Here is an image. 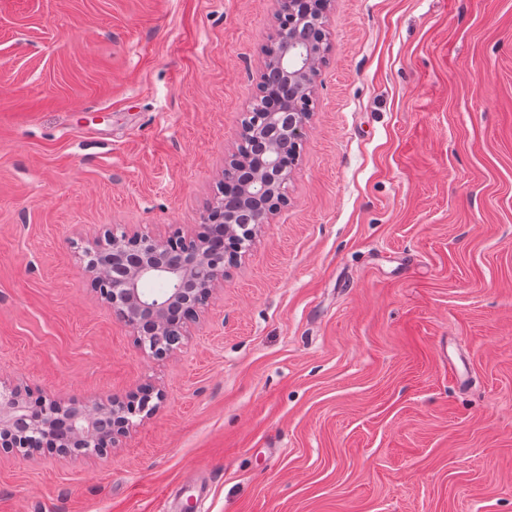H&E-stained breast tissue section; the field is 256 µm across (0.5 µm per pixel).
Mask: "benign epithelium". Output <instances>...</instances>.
<instances>
[{
    "instance_id": "7a95c632",
    "label": "benign epithelium",
    "mask_w": 512,
    "mask_h": 512,
    "mask_svg": "<svg viewBox=\"0 0 512 512\" xmlns=\"http://www.w3.org/2000/svg\"><path fill=\"white\" fill-rule=\"evenodd\" d=\"M278 28L271 42L288 59L265 54L257 95L244 113L239 147L224 162L222 184L187 234L158 239L137 230L108 229L85 250V270L103 303L119 314L142 352L162 359L181 344L224 276L250 250L257 232L288 205L286 184L312 116L311 99L329 53L325 27L331 0H273ZM167 277V288L147 285ZM29 391L0 386V456L20 449L51 448L61 454L104 456L124 437L133 419L147 417L163 400L144 383L123 398L89 403L53 396L28 403Z\"/></svg>"
}]
</instances>
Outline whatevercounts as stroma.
Instances as JSON below:
<instances>
[{
  "label": "stroma",
  "mask_w": 512,
  "mask_h": 512,
  "mask_svg": "<svg viewBox=\"0 0 512 512\" xmlns=\"http://www.w3.org/2000/svg\"><path fill=\"white\" fill-rule=\"evenodd\" d=\"M272 0H0V383L165 400L107 457L0 459V512H512V0H333L286 184L179 349L89 286L199 223Z\"/></svg>",
  "instance_id": "1"
}]
</instances>
